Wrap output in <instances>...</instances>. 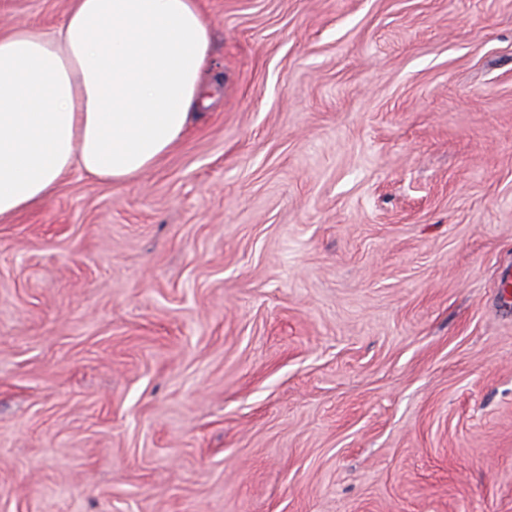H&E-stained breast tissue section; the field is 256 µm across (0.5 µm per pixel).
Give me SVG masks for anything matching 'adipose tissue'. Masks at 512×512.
I'll use <instances>...</instances> for the list:
<instances>
[{
	"instance_id": "adipose-tissue-1",
	"label": "adipose tissue",
	"mask_w": 512,
	"mask_h": 512,
	"mask_svg": "<svg viewBox=\"0 0 512 512\" xmlns=\"http://www.w3.org/2000/svg\"><path fill=\"white\" fill-rule=\"evenodd\" d=\"M212 23L198 0H71L49 31H0V220L75 170L126 183L207 104Z\"/></svg>"
}]
</instances>
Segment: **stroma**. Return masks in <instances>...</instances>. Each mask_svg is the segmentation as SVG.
Here are the masks:
<instances>
[{
    "mask_svg": "<svg viewBox=\"0 0 512 512\" xmlns=\"http://www.w3.org/2000/svg\"><path fill=\"white\" fill-rule=\"evenodd\" d=\"M199 4L177 145L0 222V512H512V0Z\"/></svg>",
    "mask_w": 512,
    "mask_h": 512,
    "instance_id": "stroma-1",
    "label": "stroma"
}]
</instances>
